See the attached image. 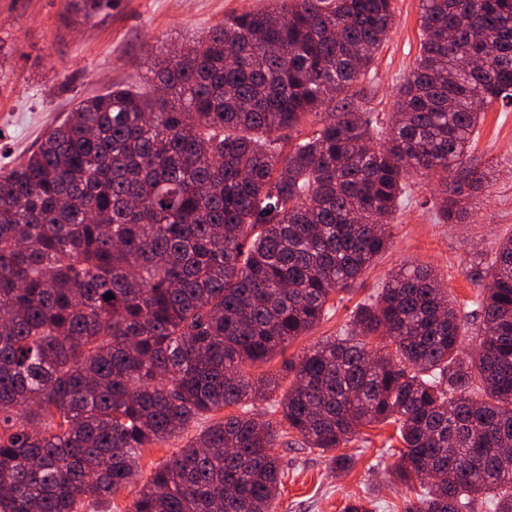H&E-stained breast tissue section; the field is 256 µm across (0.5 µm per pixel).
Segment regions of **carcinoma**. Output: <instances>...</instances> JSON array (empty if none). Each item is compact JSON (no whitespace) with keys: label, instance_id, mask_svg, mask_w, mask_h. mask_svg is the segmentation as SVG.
<instances>
[{"label":"carcinoma","instance_id":"obj_1","mask_svg":"<svg viewBox=\"0 0 512 512\" xmlns=\"http://www.w3.org/2000/svg\"><path fill=\"white\" fill-rule=\"evenodd\" d=\"M420 2L419 56L387 123L361 84L393 0H269L151 57V94L80 100L0 175V512L104 505L142 449L234 406L129 512H270L283 435L325 453L390 424L395 475L415 490L399 512H512V235L470 273L476 309L405 264L290 363L279 420L249 414L277 383L245 365L357 284L409 179L446 174L434 206L453 224L487 178L467 153L481 108L512 102V0ZM480 59L474 81L465 65ZM308 116L316 129L292 136Z\"/></svg>","mask_w":512,"mask_h":512}]
</instances>
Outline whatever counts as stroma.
I'll list each match as a JSON object with an SVG mask.
<instances>
[{
  "label": "stroma",
  "instance_id": "obj_1",
  "mask_svg": "<svg viewBox=\"0 0 512 512\" xmlns=\"http://www.w3.org/2000/svg\"><path fill=\"white\" fill-rule=\"evenodd\" d=\"M268 0H112L111 8L87 22L64 21L66 0H0V173L36 149L43 135L86 96L115 85L139 86L148 55L176 52L226 16L262 10ZM395 24L363 81L381 115L394 107L398 84L418 56L420 0H395ZM472 166L490 176L473 194L459 224L435 219L433 185L413 181L412 196L396 212L388 249L376 257L354 290L284 353L248 365V377L277 376L280 391L293 380L285 363L327 338L339 335L359 304L402 264L431 268L461 311L478 288L469 277L474 253L492 264L501 239L512 235V105L487 107L468 153ZM394 432L384 426L362 429L343 451L353 459L339 471L331 456L298 445L277 447L287 476L272 512H342L351 497L366 496L375 512H393L409 491L389 471L396 458L386 445ZM183 439L142 449L139 478L113 496L108 512H128L145 478L171 458Z\"/></svg>",
  "mask_w": 512,
  "mask_h": 512
}]
</instances>
